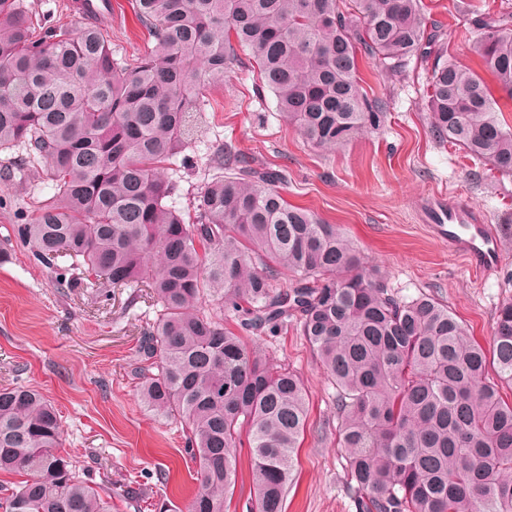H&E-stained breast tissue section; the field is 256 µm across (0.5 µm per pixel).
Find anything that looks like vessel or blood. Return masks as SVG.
<instances>
[{
    "instance_id": "obj_1",
    "label": "vessel or blood",
    "mask_w": 512,
    "mask_h": 512,
    "mask_svg": "<svg viewBox=\"0 0 512 512\" xmlns=\"http://www.w3.org/2000/svg\"><path fill=\"white\" fill-rule=\"evenodd\" d=\"M429 220L433 232L463 256L473 271L489 275L498 270L501 258L496 233L476 209L440 204L431 211Z\"/></svg>"
}]
</instances>
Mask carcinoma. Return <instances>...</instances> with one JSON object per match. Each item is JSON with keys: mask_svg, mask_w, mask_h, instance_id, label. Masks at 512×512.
<instances>
[{"mask_svg": "<svg viewBox=\"0 0 512 512\" xmlns=\"http://www.w3.org/2000/svg\"><path fill=\"white\" fill-rule=\"evenodd\" d=\"M153 40L117 58L99 21L44 26L0 0V152L43 167L54 193L0 240L58 271V286L149 290L157 314L130 370L140 401L181 425L196 464L189 512H225L238 449L248 450L254 512H285L307 391L242 332L296 322L336 385L346 471L358 512H512V302L491 350L438 297L404 301L381 284L340 227L294 206L278 173L236 163L204 186L193 212L168 204L164 166L196 132L205 85L242 62L285 120L322 149L385 124L363 93L359 57L406 71L436 43L422 0H135ZM475 49L502 95L437 55L430 126L502 177L512 176V13L481 14ZM291 288L277 287L279 269ZM219 302L216 311L207 303ZM494 368L497 380L488 377ZM63 422L18 380L0 388L3 512H111L112 486L60 450Z\"/></svg>", "mask_w": 512, "mask_h": 512, "instance_id": "cac0c4a2", "label": "carcinoma"}]
</instances>
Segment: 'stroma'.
<instances>
[{"label": "stroma", "instance_id": "obj_1", "mask_svg": "<svg viewBox=\"0 0 512 512\" xmlns=\"http://www.w3.org/2000/svg\"><path fill=\"white\" fill-rule=\"evenodd\" d=\"M427 23L457 63L481 71L472 22L456 0H424ZM100 21L120 57L143 53L151 38L136 20L132 0H112ZM435 54L392 74L360 59L361 85L383 99L388 118L379 130L323 150L308 144L277 110L257 73L235 66L205 94L206 106L189 147L166 170L178 186L172 203L190 210L214 177L215 150L233 144L244 163L278 171L288 201L341 227L395 296L430 293L443 300L481 343H488L500 305L512 300V176L483 174L457 147L434 138L427 83ZM16 158L0 153V237L38 201L51 196L44 169L25 181L5 180ZM480 210L495 226L502 264L484 277L433 238L423 214L433 197ZM142 288H117L110 298L86 288L57 289L56 272L17 252L0 265V386L23 378L62 416L61 449L77 455L96 478L112 485V512H187L196 490L195 465L184 452L181 426L145 407L129 371L137 341L153 322ZM271 362L302 380L309 411L297 451V482L286 512H357L340 446L333 386L296 325L248 335Z\"/></svg>", "mask_w": 512, "mask_h": 512}]
</instances>
